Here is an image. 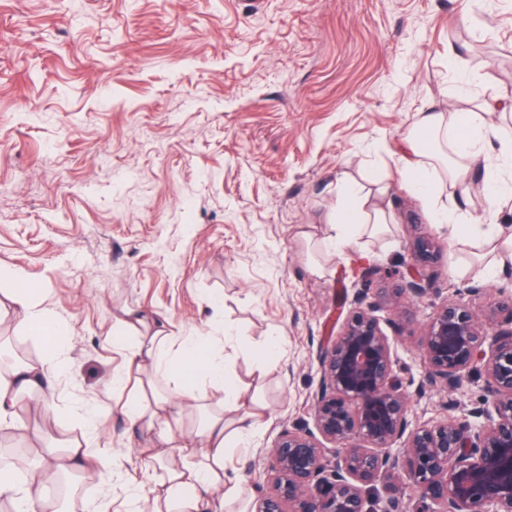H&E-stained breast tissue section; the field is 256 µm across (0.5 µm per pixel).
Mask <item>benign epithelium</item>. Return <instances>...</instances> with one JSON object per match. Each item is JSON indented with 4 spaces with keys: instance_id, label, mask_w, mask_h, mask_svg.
<instances>
[{
    "instance_id": "1",
    "label": "benign epithelium",
    "mask_w": 512,
    "mask_h": 512,
    "mask_svg": "<svg viewBox=\"0 0 512 512\" xmlns=\"http://www.w3.org/2000/svg\"><path fill=\"white\" fill-rule=\"evenodd\" d=\"M407 252L411 281L373 302L359 289L340 333L318 354L317 433L279 434L265 457L271 487L255 512H374L379 485L387 493L383 512H512V290L498 289L485 322L460 300L436 308L420 340L419 391L451 397L455 414L414 425L378 312L432 293L426 270L442 248L418 237ZM480 363L485 395L468 409L459 396ZM399 443L403 453H392ZM407 484L417 489L414 502L405 498Z\"/></svg>"
}]
</instances>
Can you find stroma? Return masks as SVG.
<instances>
[{"instance_id":"stroma-1","label":"stroma","mask_w":512,"mask_h":512,"mask_svg":"<svg viewBox=\"0 0 512 512\" xmlns=\"http://www.w3.org/2000/svg\"><path fill=\"white\" fill-rule=\"evenodd\" d=\"M503 93L512 0H0V267L62 315L71 367L49 415L19 413L13 435L32 448L54 418L60 441L80 438L71 411L93 405L92 450L128 451L110 493L124 512L126 481L148 492L165 469L133 451L120 408L140 386L112 388L113 315L156 313L179 336L222 326L241 402L267 419L224 459L239 481L224 512H254L276 437L315 429L317 354L356 291L399 287L415 238L449 243L401 183L398 139L428 106L471 112ZM366 171L388 187L389 230L336 250L337 177ZM469 252L430 267L436 293L381 313L411 421L447 416L419 392L417 343L441 299L483 320L512 282V264L487 276ZM272 335L266 372L254 355Z\"/></svg>"}]
</instances>
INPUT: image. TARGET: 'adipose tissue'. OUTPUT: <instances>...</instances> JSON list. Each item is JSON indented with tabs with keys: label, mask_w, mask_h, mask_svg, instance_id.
<instances>
[{
	"label": "adipose tissue",
	"mask_w": 512,
	"mask_h": 512,
	"mask_svg": "<svg viewBox=\"0 0 512 512\" xmlns=\"http://www.w3.org/2000/svg\"><path fill=\"white\" fill-rule=\"evenodd\" d=\"M494 110V105L486 103L478 112H431L423 115L421 127L435 133L455 155V166L448 174L452 189L469 193L470 167L480 163L484 194L512 199V145L494 146L498 130L488 120ZM430 157L417 137L404 138L399 157L403 182L431 205L438 223H451L456 240L486 251L496 262L512 261V227L485 223L475 214L449 216L447 203L434 191L436 173ZM378 182L372 172L361 181L345 180L346 197L330 216L335 231L331 246L343 250L362 237L384 231L386 215L370 192ZM22 278L18 271L0 268V280L15 285L10 312L27 335L42 341L43 354L34 363L0 368V428L11 426L25 409V396L42 393L69 371L61 316L45 297L21 287ZM105 339L124 354L122 370L112 375L113 388H121L128 375L136 372L154 390L153 400L138 399L123 409L132 433L142 442L140 458L149 464H166L164 480L152 490L150 512H223L229 441L250 436L260 423L256 413L234 423L224 417L226 409L239 404L225 381L227 334L215 328L203 336H178L153 316L126 309L115 316ZM73 416L84 428L81 440L43 447L22 476L0 468V498L10 503L12 512H57L50 483L59 477L79 474L106 486L121 474L119 454L87 446L100 428L98 415L79 406Z\"/></svg>",
	"instance_id": "adipose-tissue-1"
}]
</instances>
